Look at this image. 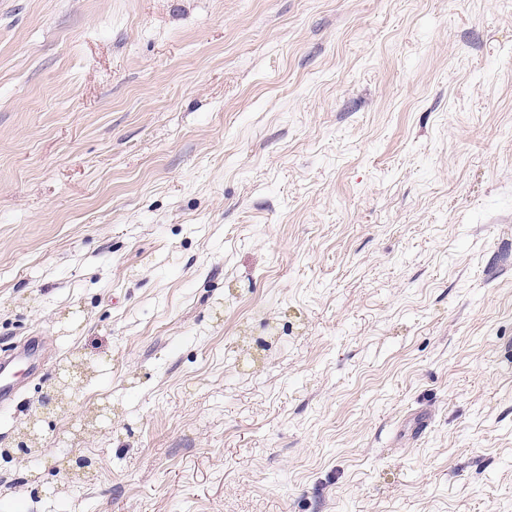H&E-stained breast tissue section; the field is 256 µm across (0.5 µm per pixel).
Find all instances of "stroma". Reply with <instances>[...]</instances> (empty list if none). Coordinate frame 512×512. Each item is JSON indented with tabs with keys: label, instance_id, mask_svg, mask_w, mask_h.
Returning <instances> with one entry per match:
<instances>
[{
	"label": "stroma",
	"instance_id": "35a3bbf8",
	"mask_svg": "<svg viewBox=\"0 0 512 512\" xmlns=\"http://www.w3.org/2000/svg\"><path fill=\"white\" fill-rule=\"evenodd\" d=\"M30 336L0 512H512V0H0ZM73 367H75V365L66 367L62 376H58L54 382L56 384L53 385L54 383H52V385L46 390L42 397V404L45 408L61 407L65 404L66 400L62 399L63 390L70 387L69 378L75 372ZM35 425V422H30L26 426L20 428L16 434L15 448H4L1 452V457L4 459H13L16 454H19V456L25 455L26 451L37 449L34 447L38 442H40V436Z\"/></svg>",
	"mask_w": 512,
	"mask_h": 512
}]
</instances>
